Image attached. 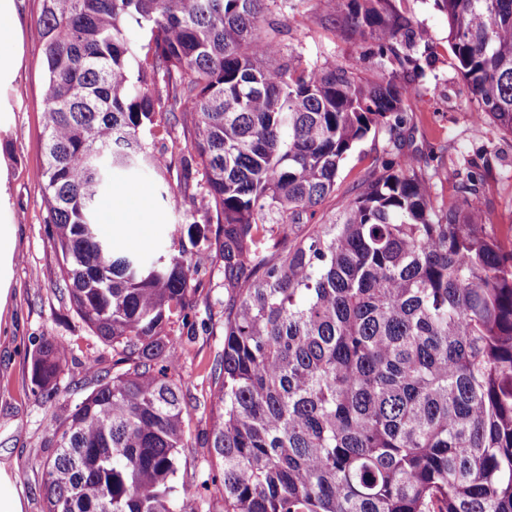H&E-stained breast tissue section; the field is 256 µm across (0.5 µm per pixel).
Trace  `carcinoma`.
Wrapping results in <instances>:
<instances>
[{
	"label": "carcinoma",
	"mask_w": 512,
	"mask_h": 512,
	"mask_svg": "<svg viewBox=\"0 0 512 512\" xmlns=\"http://www.w3.org/2000/svg\"><path fill=\"white\" fill-rule=\"evenodd\" d=\"M43 191L62 294L112 346L111 376L50 419L45 512H512V249L474 203L487 149L434 205L428 160L403 151L426 31L392 0H335L377 75L280 52L275 0H40ZM481 119L512 135V0H437ZM142 43L131 44L130 30ZM174 90L163 96L158 84ZM192 117L180 163L189 241L224 264V352L208 448L221 471L177 495L191 398L174 319L197 254L181 225L148 259L101 230L112 170L166 182V113ZM393 151L325 223L341 162L373 129ZM216 228H211V224ZM68 344L31 357L51 398Z\"/></svg>",
	"instance_id": "1"
}]
</instances>
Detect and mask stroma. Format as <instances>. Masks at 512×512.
<instances>
[{
    "mask_svg": "<svg viewBox=\"0 0 512 512\" xmlns=\"http://www.w3.org/2000/svg\"><path fill=\"white\" fill-rule=\"evenodd\" d=\"M408 11L428 32L433 54L425 75L416 81L418 98L408 108L410 149L432 157L436 173L433 198L446 204L460 183L463 158L484 145L488 148L485 181L476 201L486 218L485 230L503 239L512 234V137L493 123H474L476 105L448 53V16L435 0H403ZM40 0H14L19 26L17 43L0 42V52H15L7 79L0 80V286L7 288L0 305V466L23 474L17 488L25 512H44L43 443L51 416H65L94 387V372L111 371V346L89 331L59 293L58 255L45 224L43 202L45 156V80L41 43L34 21ZM331 0H307L301 13L288 11V0H275L268 21L282 29L284 52H295L313 66L339 62L357 66L361 75L375 72V63L362 59V42L347 37L336 23ZM386 131L370 133L342 161L333 193L321 216H330L353 198L378 159L389 150ZM104 233L123 237L133 250L153 254L189 208L187 198L165 197L158 182L146 175L116 174L98 204ZM194 282L193 311L187 323H175L172 334L182 351L176 363L184 392L196 398L190 411L187 446L176 477L179 490H194L215 468L205 444L207 416L215 389L212 375L224 349V290L221 262L205 244ZM49 337L69 344L60 375L59 391L47 399L32 391L30 359Z\"/></svg>",
    "mask_w": 512,
    "mask_h": 512,
    "instance_id": "35a3bbf8",
    "label": "stroma"
}]
</instances>
